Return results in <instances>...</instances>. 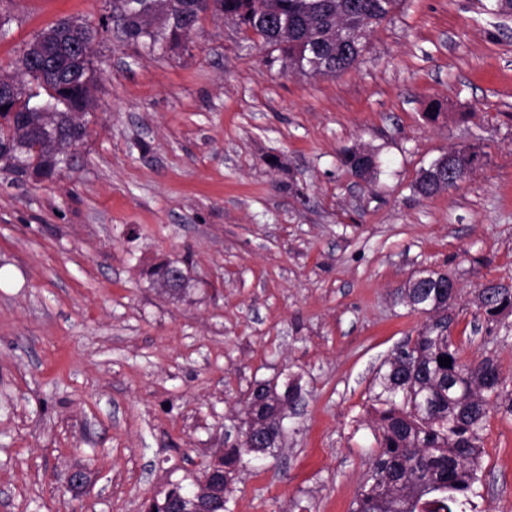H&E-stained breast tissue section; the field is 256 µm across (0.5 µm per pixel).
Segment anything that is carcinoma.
<instances>
[{"mask_svg": "<svg viewBox=\"0 0 512 512\" xmlns=\"http://www.w3.org/2000/svg\"><path fill=\"white\" fill-rule=\"evenodd\" d=\"M224 15L235 17L239 26L260 36L264 44L281 53L288 64L302 71L341 74L361 56L367 34L387 20L396 0H279L282 17L293 28V37L281 42L274 24L263 23L266 0H223ZM343 16L363 27L365 35L344 46L331 45L326 34ZM50 29L62 36L60 42L47 45V67L31 62L26 54L15 61V68H27L23 75L42 88L50 98L59 95L58 123L66 130L69 111L87 110L80 73L84 60L69 54L70 36L53 24ZM128 37L142 40L151 47L167 41L164 30L128 29ZM12 128L9 113L0 112V168H10L11 157L37 168L44 163L35 143L9 145ZM481 155L468 148L458 150L455 168L465 179L480 163ZM487 307L482 309L488 322L497 320L505 310H512V291L487 288ZM439 289L429 288L426 297L415 302L412 310L430 313L439 300ZM411 350L400 362L391 361L378 375L379 391L372 402L379 414V435L372 464L355 501L353 512H475L473 499L480 496L483 473V431L491 405L512 414V389L502 377L497 361L486 357L476 364L461 361L459 350L446 333H420L409 341ZM448 357L451 366L439 365L438 358ZM479 381L478 398L471 397V384ZM301 386L293 381L288 389L270 381L254 383L248 398L246 417L271 429L284 422L286 404H295ZM278 447L277 435H269L264 447L251 453L244 447L224 449L223 496L216 512H228L232 484L243 457L270 454Z\"/></svg>", "mask_w": 512, "mask_h": 512, "instance_id": "obj_1", "label": "carcinoma"}]
</instances>
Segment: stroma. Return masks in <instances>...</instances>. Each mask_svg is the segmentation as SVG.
Masks as SVG:
<instances>
[{"instance_id": "stroma-1", "label": "stroma", "mask_w": 512, "mask_h": 512, "mask_svg": "<svg viewBox=\"0 0 512 512\" xmlns=\"http://www.w3.org/2000/svg\"><path fill=\"white\" fill-rule=\"evenodd\" d=\"M398 0L338 76L286 67L218 12L147 48L112 0H0V73L44 28L98 30L83 141L51 180L0 169V512H145L241 426L254 382L298 379L275 452L239 468L233 512H351L379 418L373 382L431 317L398 303L425 271L459 294L462 362L512 381V16ZM468 147L452 192L419 171ZM377 156L367 182L342 163ZM189 275L173 296L147 269ZM477 512H512V415L491 408ZM87 475L79 488L73 471ZM454 157L455 150L443 153V155L434 160L428 169L423 168L421 175L426 179H433L438 186L445 189L448 186V180L455 178V168L458 175L465 179L481 161V155L469 148L458 150L455 159V168L453 166ZM434 182H422L417 178L414 182L413 189L421 197L429 198L437 194ZM500 288H485L486 292H490V296L484 292V290L479 289L475 294V301L477 302L478 307L488 322H493L497 320V317L505 310L510 309L512 311V291L510 292L506 288L512 289V279L508 278L502 281L495 282ZM488 297V301L486 308L482 307L486 303V299Z\"/></svg>"}]
</instances>
